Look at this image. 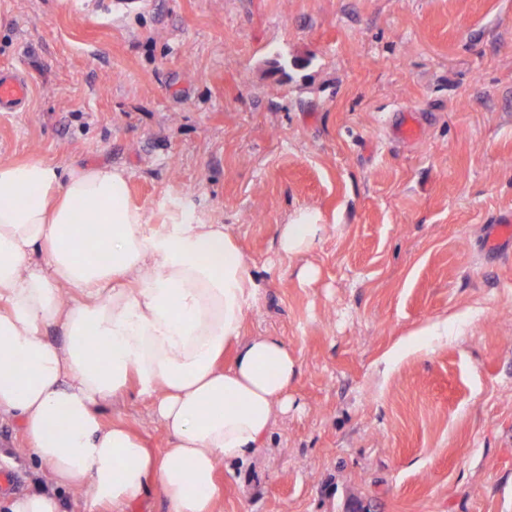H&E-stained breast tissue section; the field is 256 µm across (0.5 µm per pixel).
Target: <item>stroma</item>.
Returning a JSON list of instances; mask_svg holds the SVG:
<instances>
[{
  "mask_svg": "<svg viewBox=\"0 0 512 512\" xmlns=\"http://www.w3.org/2000/svg\"><path fill=\"white\" fill-rule=\"evenodd\" d=\"M25 69L0 158L107 161L162 226L230 225L264 281L248 336L298 363L221 512H512V0H0ZM417 140L394 135L403 116ZM325 230L283 258L278 229ZM436 336H417L439 322ZM155 453L148 399L99 407ZM0 419V468L50 487ZM317 212L300 211L291 224L279 228V249L285 258L291 260L310 251L324 231V224H319Z\"/></svg>",
  "mask_w": 512,
  "mask_h": 512,
  "instance_id": "obj_1",
  "label": "stroma"
}]
</instances>
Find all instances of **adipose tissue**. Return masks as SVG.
<instances>
[{"instance_id": "obj_1", "label": "adipose tissue", "mask_w": 512, "mask_h": 512, "mask_svg": "<svg viewBox=\"0 0 512 512\" xmlns=\"http://www.w3.org/2000/svg\"><path fill=\"white\" fill-rule=\"evenodd\" d=\"M323 230L299 212L279 249L295 258ZM262 287L227 225L185 209L151 224L125 168L0 160V418L20 422L55 487L7 512H59L62 489L126 512L153 479L167 512H219V465L257 454L292 406L298 367L281 337L242 335ZM50 326L64 345L45 340ZM132 388L168 435L163 455L100 417Z\"/></svg>"}]
</instances>
